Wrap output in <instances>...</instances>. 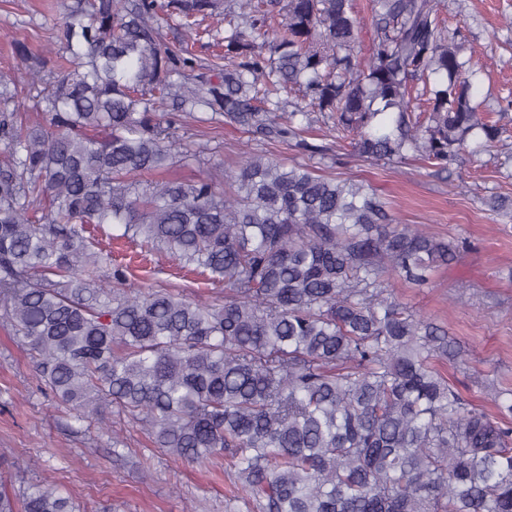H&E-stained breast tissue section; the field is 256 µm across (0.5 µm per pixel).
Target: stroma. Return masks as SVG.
I'll use <instances>...</instances> for the list:
<instances>
[{
  "label": "stroma",
  "instance_id": "stroma-1",
  "mask_svg": "<svg viewBox=\"0 0 512 512\" xmlns=\"http://www.w3.org/2000/svg\"><path fill=\"white\" fill-rule=\"evenodd\" d=\"M449 35L466 46L479 73L474 86L485 111L502 129L499 141L463 153L441 171L419 160L402 164L364 161L351 146H337L332 123L317 118L311 141L325 147L313 164L321 174L368 181L400 223L420 226L459 245L448 265L435 269L426 287L393 280L395 297L444 326L462 356L444 362L449 380L476 405L490 406L491 390L512 393V210L496 213L489 201L512 196V0H441ZM63 0H0V72L26 84L28 70L18 45L45 53L59 43ZM189 149L206 146L200 158L179 162L178 176L223 181L256 143L228 125L190 123L177 130ZM128 265L133 288L216 296L221 287L178 270L133 243L113 248ZM124 441L113 450L110 434L78 426L59 413L39 389L24 346L0 325V476L24 482L48 480L69 493L83 512H247L226 497L223 457L205 463H173L153 447L125 415H113Z\"/></svg>",
  "mask_w": 512,
  "mask_h": 512
}]
</instances>
